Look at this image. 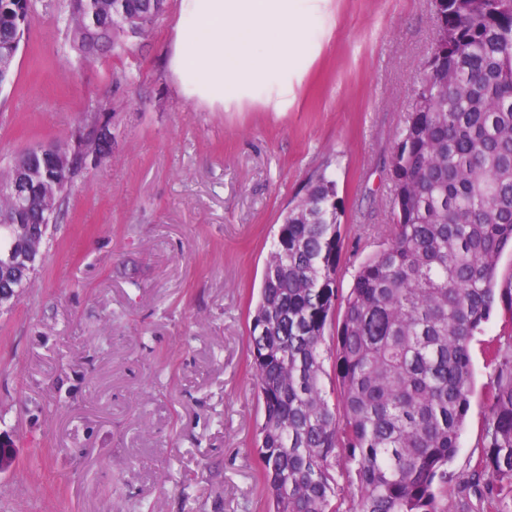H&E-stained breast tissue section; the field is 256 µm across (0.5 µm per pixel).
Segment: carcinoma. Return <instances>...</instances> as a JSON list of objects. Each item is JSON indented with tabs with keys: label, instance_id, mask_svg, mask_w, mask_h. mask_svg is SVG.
Here are the masks:
<instances>
[{
	"label": "carcinoma",
	"instance_id": "1",
	"mask_svg": "<svg viewBox=\"0 0 512 512\" xmlns=\"http://www.w3.org/2000/svg\"><path fill=\"white\" fill-rule=\"evenodd\" d=\"M166 0H67L68 64L123 50ZM438 38L414 79V103L387 169L392 223L383 246L337 288L342 247L336 181L314 174L282 214L249 328L263 418L261 475L270 512H451L448 465L474 393L471 341L497 299L512 313V0H432ZM31 0H0V60L15 64ZM98 109L54 146L87 159ZM0 170V212L54 223L64 171L42 175L19 211ZM494 379L482 452L467 482L493 512L512 497V344L488 351ZM356 488L346 504L338 478Z\"/></svg>",
	"mask_w": 512,
	"mask_h": 512
}]
</instances>
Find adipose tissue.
<instances>
[{
  "label": "adipose tissue",
  "instance_id": "obj_1",
  "mask_svg": "<svg viewBox=\"0 0 512 512\" xmlns=\"http://www.w3.org/2000/svg\"><path fill=\"white\" fill-rule=\"evenodd\" d=\"M320 24L310 0H183L172 69L184 93L224 105L287 83Z\"/></svg>",
  "mask_w": 512,
  "mask_h": 512
}]
</instances>
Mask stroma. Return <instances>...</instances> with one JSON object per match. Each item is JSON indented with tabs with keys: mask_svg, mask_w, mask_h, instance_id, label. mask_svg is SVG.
I'll list each match as a JSON object with an SVG mask.
<instances>
[{
	"mask_svg": "<svg viewBox=\"0 0 512 512\" xmlns=\"http://www.w3.org/2000/svg\"><path fill=\"white\" fill-rule=\"evenodd\" d=\"M181 0L148 38L63 73L66 0H35L0 87V165L64 139L88 107L112 154L71 184L28 288L0 311V432L16 466L0 512H266L248 336L272 238L309 174L340 201L339 286L391 221L384 163L437 36L430 0H320L323 23L287 95L228 107L185 96L169 69ZM512 341L496 308L471 346L475 379L450 504L481 452L484 348Z\"/></svg>",
	"mask_w": 512,
	"mask_h": 512,
	"instance_id": "35a3bbf8",
	"label": "stroma"
}]
</instances>
